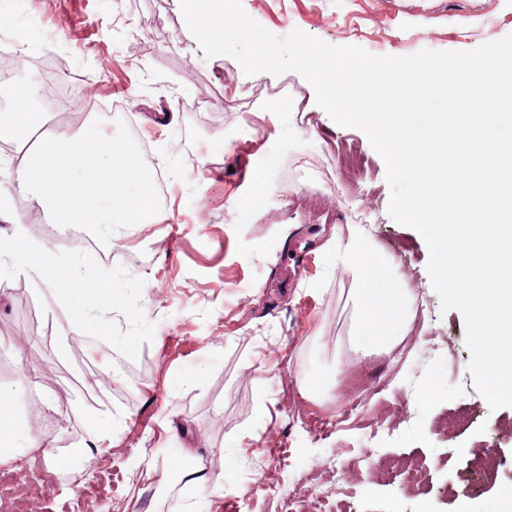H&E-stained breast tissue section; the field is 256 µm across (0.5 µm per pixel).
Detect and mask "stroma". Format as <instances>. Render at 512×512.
I'll use <instances>...</instances> for the list:
<instances>
[{
    "label": "stroma",
    "mask_w": 512,
    "mask_h": 512,
    "mask_svg": "<svg viewBox=\"0 0 512 512\" xmlns=\"http://www.w3.org/2000/svg\"><path fill=\"white\" fill-rule=\"evenodd\" d=\"M276 36L293 30L376 56L423 49L467 51L512 34V0H242ZM14 54L61 61L100 132L134 138L147 170L168 180L160 223L118 229L117 244L51 247L61 272L52 294L5 266L0 353L16 387L0 428L13 425L87 452L90 411L121 409L126 425L78 465L94 512H182L205 497L210 512H483L512 490V407L490 410L468 371L460 312L443 310L414 229L388 214L385 166L365 134L338 126L300 74L245 75L231 56L205 57L180 0H0V40ZM277 98H269L268 90ZM303 103L307 122L296 118ZM349 141L363 172L349 174L330 151ZM268 194L242 200L256 178ZM10 193L0 194V252L40 246ZM358 236L381 248L409 295L427 302L389 353L359 358L350 341L351 269L337 242ZM108 326L111 343L99 337ZM367 399L343 396L351 373ZM324 385L319 400L310 379ZM330 420L322 438L306 421ZM482 449L498 466L476 471ZM202 457L204 491L179 473L109 485L144 455ZM407 458L426 469L425 494L382 481L378 463ZM344 477L332 493L322 476ZM42 454L7 464L21 490L13 512H87L65 482L41 484Z\"/></svg>",
    "instance_id": "35a3bbf8"
}]
</instances>
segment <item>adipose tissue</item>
<instances>
[{"label":"adipose tissue","mask_w":512,"mask_h":512,"mask_svg":"<svg viewBox=\"0 0 512 512\" xmlns=\"http://www.w3.org/2000/svg\"><path fill=\"white\" fill-rule=\"evenodd\" d=\"M34 98L31 92L13 96L10 109L0 113V142L15 147L13 158L6 162L10 190L31 198L62 223L87 225L107 237L116 224L160 222L161 215L146 193V178L128 173L139 150L136 141H125L117 148L106 138H76L61 127L33 142L22 139L16 118L30 114ZM129 182L137 191L124 206L103 211L87 207L89 196L123 192ZM336 261L352 267L358 281L354 294L356 348L395 344L406 330L405 293L395 280L389 259L353 237L337 244Z\"/></svg>","instance_id":"ef3b65f1"}]
</instances>
